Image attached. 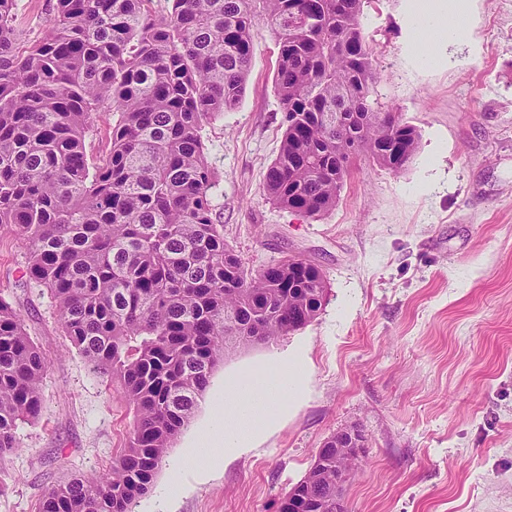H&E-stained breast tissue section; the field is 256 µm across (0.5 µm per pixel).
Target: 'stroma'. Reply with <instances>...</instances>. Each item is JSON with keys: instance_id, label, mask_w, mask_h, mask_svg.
I'll return each instance as SVG.
<instances>
[{"instance_id": "obj_1", "label": "stroma", "mask_w": 512, "mask_h": 512, "mask_svg": "<svg viewBox=\"0 0 512 512\" xmlns=\"http://www.w3.org/2000/svg\"><path fill=\"white\" fill-rule=\"evenodd\" d=\"M54 3L15 0L22 42L44 35ZM416 25L412 0H364L372 100L417 127L411 162L393 172L355 160L335 208L316 218L264 193L283 112L278 40L255 26L241 102L201 132L215 218L250 271L287 256L317 263L327 301L277 343L225 353L134 512H150L173 471L182 488L165 512H278L318 449L351 426L367 448L345 485L349 512H512V0H469L464 31L435 43L416 42ZM0 296L48 361L40 416L19 425L0 465V512H37L60 481L110 466L134 413L64 336L8 233ZM297 359L304 378L266 434L218 467H185L225 379Z\"/></svg>"}]
</instances>
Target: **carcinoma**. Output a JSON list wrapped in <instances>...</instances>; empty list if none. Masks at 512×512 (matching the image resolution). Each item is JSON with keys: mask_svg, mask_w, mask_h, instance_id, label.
<instances>
[{"mask_svg": "<svg viewBox=\"0 0 512 512\" xmlns=\"http://www.w3.org/2000/svg\"><path fill=\"white\" fill-rule=\"evenodd\" d=\"M314 2L313 22L301 15ZM55 0L43 37L19 43L14 0H0V228L26 249L64 335L117 378L134 411L127 446L105 472L51 488L39 512H133L188 426L224 351L272 344L312 322L325 275L285 258L253 273L215 223L217 176L201 137L241 101L252 33L279 41L275 91L284 126L265 176L277 207L308 217L334 207L354 159L398 172L419 134L374 111L376 72L361 35L363 0ZM117 115L106 155L86 136ZM47 362L22 314L0 297V463L20 422L38 419ZM313 462L320 512L336 499L344 449Z\"/></svg>", "mask_w": 512, "mask_h": 512, "instance_id": "obj_1", "label": "carcinoma"}]
</instances>
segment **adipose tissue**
Returning <instances> with one entry per match:
<instances>
[{"instance_id": "adipose-tissue-1", "label": "adipose tissue", "mask_w": 512, "mask_h": 512, "mask_svg": "<svg viewBox=\"0 0 512 512\" xmlns=\"http://www.w3.org/2000/svg\"><path fill=\"white\" fill-rule=\"evenodd\" d=\"M468 7V0H421L417 16L432 31L445 26L457 31ZM302 373V365L294 362L275 378L256 374L229 379L211 423L194 439L186 462L211 465L223 458L225 449L251 444L282 412L284 397L298 385Z\"/></svg>"}]
</instances>
